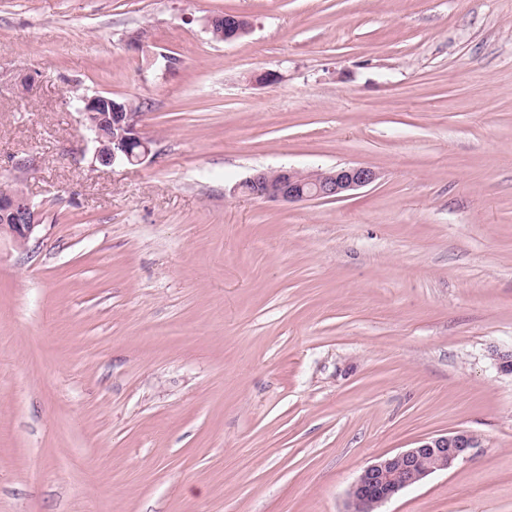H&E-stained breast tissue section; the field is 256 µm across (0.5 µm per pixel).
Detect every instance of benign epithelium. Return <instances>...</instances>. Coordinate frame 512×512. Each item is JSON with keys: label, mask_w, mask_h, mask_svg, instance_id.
<instances>
[{"label": "benign epithelium", "mask_w": 512, "mask_h": 512, "mask_svg": "<svg viewBox=\"0 0 512 512\" xmlns=\"http://www.w3.org/2000/svg\"><path fill=\"white\" fill-rule=\"evenodd\" d=\"M224 40L248 33L250 22L241 15L225 20ZM79 112L91 134L93 158L103 166H137L153 158L152 140L141 129L143 113L127 100L117 102L104 95L79 99ZM378 174L370 167L346 165L325 170L278 169L260 171L241 183L250 196L294 203L311 199H335L368 186ZM39 213L21 187L0 197V234L27 243L39 226ZM481 447L479 438L464 431L426 437L412 448L378 457L363 469L349 490L348 512H377L402 490L427 476L466 463Z\"/></svg>", "instance_id": "obj_1"}]
</instances>
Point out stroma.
Here are the masks:
<instances>
[{
  "label": "stroma",
  "instance_id": "1",
  "mask_svg": "<svg viewBox=\"0 0 512 512\" xmlns=\"http://www.w3.org/2000/svg\"><path fill=\"white\" fill-rule=\"evenodd\" d=\"M228 12L250 32L212 40ZM97 94L151 162L94 163ZM340 164L378 178L238 190ZM18 179L0 512H346L376 457L457 430L473 458L381 512H512V0H0ZM378 174L370 167L346 165L325 170L277 169L253 174L240 184L250 196L294 203L311 199H335L344 193L368 186ZM39 213L24 190L16 189L5 197H0V235L7 233L19 243H27L40 226Z\"/></svg>",
  "mask_w": 512,
  "mask_h": 512
}]
</instances>
